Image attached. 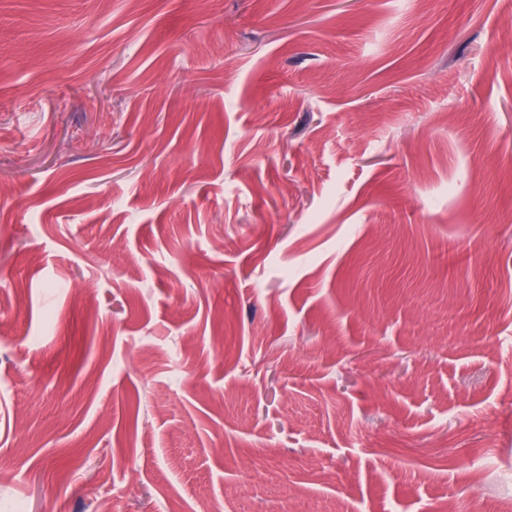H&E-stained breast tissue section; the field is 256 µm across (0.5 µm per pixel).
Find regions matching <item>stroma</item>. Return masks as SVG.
Returning <instances> with one entry per match:
<instances>
[{"instance_id":"obj_1","label":"stroma","mask_w":512,"mask_h":512,"mask_svg":"<svg viewBox=\"0 0 512 512\" xmlns=\"http://www.w3.org/2000/svg\"><path fill=\"white\" fill-rule=\"evenodd\" d=\"M496 466L512 0H0V512H483Z\"/></svg>"}]
</instances>
